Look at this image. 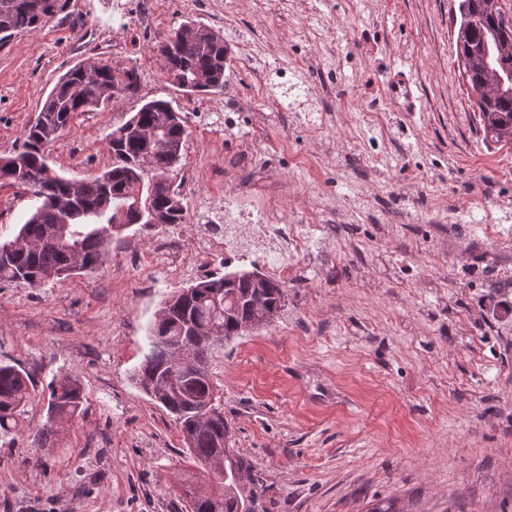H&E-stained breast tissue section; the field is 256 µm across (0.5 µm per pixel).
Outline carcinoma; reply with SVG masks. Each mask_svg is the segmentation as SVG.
Returning <instances> with one entry per match:
<instances>
[{"label":"carcinoma","instance_id":"1","mask_svg":"<svg viewBox=\"0 0 512 512\" xmlns=\"http://www.w3.org/2000/svg\"><path fill=\"white\" fill-rule=\"evenodd\" d=\"M475 6L467 29L456 43L457 55L468 60L467 78L477 92L486 134L496 141H512V87L499 88L500 78L512 71V27L500 26L501 14L485 7L486 0H467ZM70 0H0V34L10 38L45 25L69 7ZM229 47L224 35L200 22L182 23L160 45L164 70L171 82L187 95L224 89V64ZM199 73L213 83L194 85ZM140 87L135 64L106 63L93 82L85 80L82 65L65 72L47 94L36 122L23 133V143L5 157L13 169L0 167V185L34 191V206L17 234L0 240V282H25L40 286L45 275L71 276L73 265L93 271L107 259L112 240L155 215L156 226L187 223L183 198L174 187L173 173L182 158L187 137L185 119L172 103L154 99L144 103L125 124L112 131L109 170L79 182L61 176L48 163L47 151L77 112H92L126 97ZM150 159L152 180L141 170ZM27 246L8 251L18 240ZM285 307L282 282L265 274L252 277L248 270L213 275L173 292L163 302L149 329V352L132 379L174 417L186 458L193 461L204 480L186 491L189 512H255L264 495L250 463L236 455V465L246 483H226L211 477L224 454L230 425L224 420V392L216 376L219 351L194 341L189 325L213 332L229 343L243 335L240 327L268 315L276 318ZM193 344L194 364L175 363L172 340ZM36 399L29 374L0 362V435L16 432L18 418ZM86 395L79 381L53 377L48 385L47 421L35 437L45 444L61 424L79 417Z\"/></svg>","mask_w":512,"mask_h":512}]
</instances>
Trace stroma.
Returning <instances> with one entry per match:
<instances>
[{
  "label": "stroma",
  "mask_w": 512,
  "mask_h": 512,
  "mask_svg": "<svg viewBox=\"0 0 512 512\" xmlns=\"http://www.w3.org/2000/svg\"><path fill=\"white\" fill-rule=\"evenodd\" d=\"M459 0H70L67 19L0 45V157L58 78L94 57L136 63V96L73 118L51 166L84 180L143 103L187 120L175 178L187 223L134 226L106 262L41 286L0 283V362L37 391L82 383L83 417L49 445L36 399L0 438V512H187L195 471L172 418L131 380L172 292L218 272L276 270L220 254L143 270L200 224H301L309 248L269 326L225 347L231 446L268 512H512V144L486 138L456 53ZM189 19L224 35L223 91L185 95L158 44ZM409 81L415 109L390 92ZM0 186V237L32 207Z\"/></svg>",
  "instance_id": "stroma-1"
}]
</instances>
